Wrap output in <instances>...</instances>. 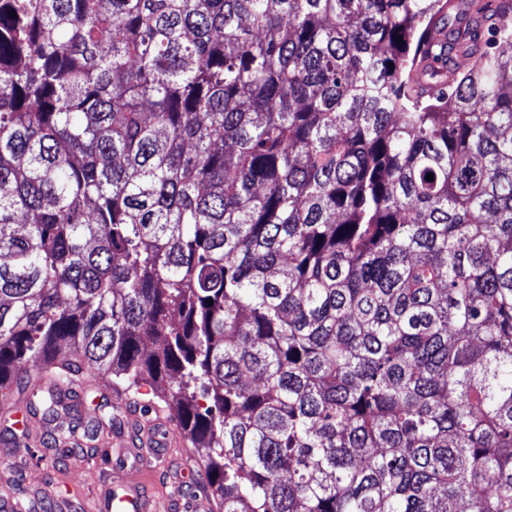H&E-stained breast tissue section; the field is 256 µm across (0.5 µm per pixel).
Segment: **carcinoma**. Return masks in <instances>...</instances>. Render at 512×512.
<instances>
[{"instance_id":"cac0c4a2","label":"carcinoma","mask_w":512,"mask_h":512,"mask_svg":"<svg viewBox=\"0 0 512 512\" xmlns=\"http://www.w3.org/2000/svg\"><path fill=\"white\" fill-rule=\"evenodd\" d=\"M510 44L512 0H0V390L150 386L224 512H512Z\"/></svg>"}]
</instances>
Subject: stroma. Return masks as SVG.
Masks as SVG:
<instances>
[{"label":"stroma","instance_id":"35a3bbf8","mask_svg":"<svg viewBox=\"0 0 512 512\" xmlns=\"http://www.w3.org/2000/svg\"><path fill=\"white\" fill-rule=\"evenodd\" d=\"M129 431L120 397L92 387L71 393L50 419L0 393V497L13 499L15 512H95ZM205 460L186 440L171 449L169 475L153 488L158 508L206 489Z\"/></svg>","mask_w":512,"mask_h":512}]
</instances>
